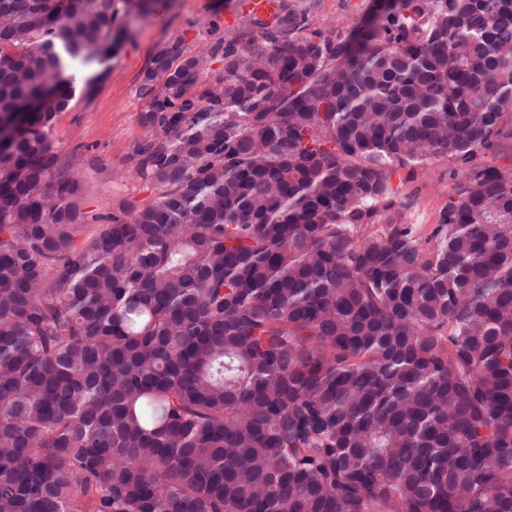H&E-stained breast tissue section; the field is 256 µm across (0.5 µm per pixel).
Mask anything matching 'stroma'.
I'll return each mask as SVG.
<instances>
[{"instance_id":"35a3bbf8","label":"stroma","mask_w":512,"mask_h":512,"mask_svg":"<svg viewBox=\"0 0 512 512\" xmlns=\"http://www.w3.org/2000/svg\"><path fill=\"white\" fill-rule=\"evenodd\" d=\"M311 15L326 28L349 34L359 23L369 0H307ZM249 0H152L149 14L131 13L117 21L121 32L111 54L100 61L74 63L70 74L76 92L56 118L54 136L66 165L82 182L85 210L105 215L123 203H140L151 193L134 177L129 155L149 139L153 129L144 122L147 101L139 86L158 53L179 47L186 54L210 53L231 38ZM455 181L448 165L435 161L416 171L403 190L415 198V223L434 224Z\"/></svg>"}]
</instances>
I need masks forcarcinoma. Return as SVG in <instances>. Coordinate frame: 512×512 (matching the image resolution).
<instances>
[{
	"label": "carcinoma",
	"instance_id": "cac0c4a2",
	"mask_svg": "<svg viewBox=\"0 0 512 512\" xmlns=\"http://www.w3.org/2000/svg\"><path fill=\"white\" fill-rule=\"evenodd\" d=\"M278 2L214 85L154 57L151 199L91 233L63 56L150 0H0L4 512H512V0ZM370 1L372 0H296L295 3L303 6L311 4V16L318 23L346 36L359 23ZM455 180L448 175V163L435 161L415 172V179L402 187L403 193L415 198V207L411 210L416 224H422L425 235L429 234L431 224H435L438 213L448 201Z\"/></svg>",
	"mask_w": 512,
	"mask_h": 512
}]
</instances>
